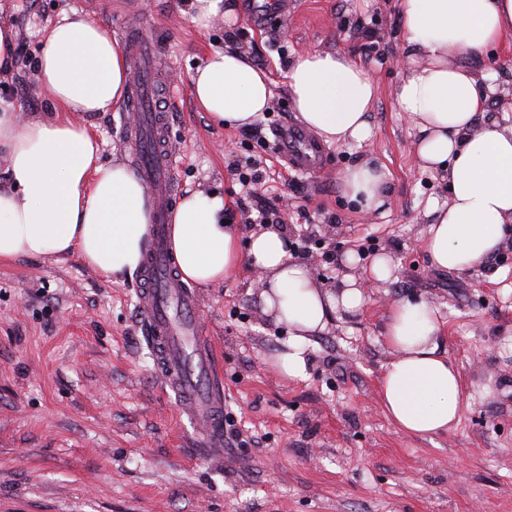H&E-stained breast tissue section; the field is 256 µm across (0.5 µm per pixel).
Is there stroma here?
I'll list each match as a JSON object with an SVG mask.
<instances>
[{
	"label": "stroma",
	"mask_w": 512,
	"mask_h": 512,
	"mask_svg": "<svg viewBox=\"0 0 512 512\" xmlns=\"http://www.w3.org/2000/svg\"><path fill=\"white\" fill-rule=\"evenodd\" d=\"M76 8L115 37L136 21L155 34L170 139L178 151L175 196L203 190L234 208L231 173L247 152L239 129L220 125L194 102L190 76L215 50L245 55L264 70L276 122L298 119L286 64L309 51L350 55L378 85L363 145H327L314 177L285 168L275 149L255 185L272 199L289 239L314 233L321 248L301 261L319 285L345 274L366 302L336 315L308 344V375L291 379L271 364L289 336L265 313L259 269L242 263L223 283L196 289L198 314L224 385V409L245 443L210 456L157 371L141 328V273L105 280L78 256L0 261V512H512V238L484 266L440 271L421 247L449 198L448 178L423 169L419 133L396 102L407 47L395 0H294L288 17L253 26L193 22L185 0H0V21L17 31L22 56L0 97L24 116L48 110L35 81L42 34ZM370 51H363V44ZM452 64L491 78L486 120L512 124V37ZM101 161L129 159L125 110L85 115ZM390 172L383 211L365 214L341 177L363 160ZM333 251L337 264L322 260ZM355 254L347 267L346 254ZM394 278L374 283L379 254ZM422 299L441 315L442 349L465 381L458 426L434 437L395 427L380 398L389 307ZM495 390L484 395L482 386Z\"/></svg>",
	"instance_id": "35a3bbf8"
}]
</instances>
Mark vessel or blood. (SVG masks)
<instances>
[{
  "label": "vessel or blood",
  "instance_id": "obj_1",
  "mask_svg": "<svg viewBox=\"0 0 512 512\" xmlns=\"http://www.w3.org/2000/svg\"><path fill=\"white\" fill-rule=\"evenodd\" d=\"M291 2L248 0L247 18L254 26L265 25L287 16ZM126 42L133 69L127 105L140 117L127 129L126 139L136 172L156 204L139 305L165 384L179 396L183 413L207 428L204 444L208 451L219 453L224 446V394L215 381L218 369L213 349L196 317V295L178 279L167 247L166 225L173 200L172 148L166 145L164 125L154 113V34L141 24L127 31ZM275 144L282 160L295 171L315 174L325 165L324 146L298 124H281Z\"/></svg>",
  "mask_w": 512,
  "mask_h": 512
}]
</instances>
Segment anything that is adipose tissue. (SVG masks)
I'll list each match as a JSON object with an SVG mask.
<instances>
[{
    "mask_svg": "<svg viewBox=\"0 0 512 512\" xmlns=\"http://www.w3.org/2000/svg\"><path fill=\"white\" fill-rule=\"evenodd\" d=\"M409 46V71L396 100L419 131L424 168L444 172L450 197L435 207L423 249L433 268L465 272L483 266L512 235V126L479 124L492 86L454 55H480L512 34V0H398ZM51 102L49 114L21 119L18 105L0 100V259L77 255L105 279L133 275L147 246L152 206L148 190L120 160H100L96 135L81 113L118 110L131 78L121 43L77 10L46 33L35 73ZM285 78L302 121L325 142L371 139L373 79L340 52L299 55ZM195 103L225 126L253 124L268 108L266 72L230 51L216 50L190 78ZM387 170L363 161L341 177L345 195L372 211L385 203ZM170 248L184 282H223L242 262L264 274L265 310L290 329L273 366L284 376L307 375V344L332 317L362 308L354 277L328 290L314 282L277 225L252 234L240 252L222 197L195 191L171 216ZM443 321L429 303L402 299L389 310L385 340L391 357L380 380L387 418L403 432L427 437L460 421L464 383L441 349Z\"/></svg>",
    "mask_w": 512,
    "mask_h": 512,
    "instance_id": "adipose-tissue-1",
    "label": "adipose tissue"
}]
</instances>
